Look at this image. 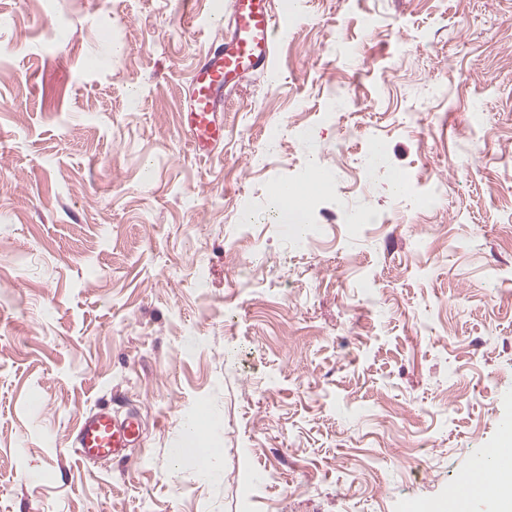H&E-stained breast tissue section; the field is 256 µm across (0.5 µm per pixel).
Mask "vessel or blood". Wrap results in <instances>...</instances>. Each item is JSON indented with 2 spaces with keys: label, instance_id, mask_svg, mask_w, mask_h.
<instances>
[{
  "label": "vessel or blood",
  "instance_id": "vessel-or-blood-1",
  "mask_svg": "<svg viewBox=\"0 0 512 512\" xmlns=\"http://www.w3.org/2000/svg\"><path fill=\"white\" fill-rule=\"evenodd\" d=\"M229 19L230 32L223 45L208 49L196 63L189 83L184 128L192 151L206 155L224 142V101L249 78L268 71L280 32V15L272 0H230L229 12L214 9L206 19L215 25ZM140 442L135 414H116L100 407L84 414L71 434V445L80 459L101 460L126 456ZM474 475L492 473L501 478L512 473V448L487 449L485 460L476 461ZM473 477L459 481L449 512H472Z\"/></svg>",
  "mask_w": 512,
  "mask_h": 512
}]
</instances>
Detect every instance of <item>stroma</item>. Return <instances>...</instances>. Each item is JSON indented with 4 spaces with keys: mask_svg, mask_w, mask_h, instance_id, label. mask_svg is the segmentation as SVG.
<instances>
[{
    "mask_svg": "<svg viewBox=\"0 0 512 512\" xmlns=\"http://www.w3.org/2000/svg\"><path fill=\"white\" fill-rule=\"evenodd\" d=\"M215 6L0 0V512H430L512 419V0H304L201 157ZM102 405L140 445L81 460ZM295 194L293 188L282 187L278 189L274 195V201L278 206V218L280 223V230L283 233H288L289 225L287 224H306V215L304 213L288 212V197Z\"/></svg>",
    "mask_w": 512,
    "mask_h": 512,
    "instance_id": "1",
    "label": "stroma"
}]
</instances>
